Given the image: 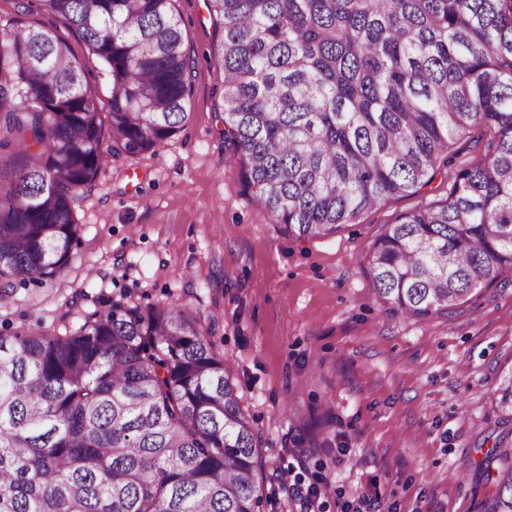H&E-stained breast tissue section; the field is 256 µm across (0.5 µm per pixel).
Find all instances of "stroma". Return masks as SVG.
<instances>
[{
    "instance_id": "stroma-1",
    "label": "stroma",
    "mask_w": 512,
    "mask_h": 512,
    "mask_svg": "<svg viewBox=\"0 0 512 512\" xmlns=\"http://www.w3.org/2000/svg\"><path fill=\"white\" fill-rule=\"evenodd\" d=\"M176 8L197 55L188 123L77 193L82 231L68 267L16 286L0 303V332L76 331L99 298L180 303L216 324L213 342L253 427L260 512H300L280 481L293 450L298 473L329 477L325 512H346L370 491L381 512H478L494 487L468 475L499 431L493 391L512 365V283L423 322L380 305L364 256L386 225L446 198L442 174L326 237L303 240L270 223L224 137L221 35L205 0ZM16 19L56 30L86 58L57 18L0 0V25Z\"/></svg>"
}]
</instances>
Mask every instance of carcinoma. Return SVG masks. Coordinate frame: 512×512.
<instances>
[{
  "label": "carcinoma",
  "instance_id": "cac0c4a2",
  "mask_svg": "<svg viewBox=\"0 0 512 512\" xmlns=\"http://www.w3.org/2000/svg\"><path fill=\"white\" fill-rule=\"evenodd\" d=\"M206 2L224 137L271 223L332 235L451 168L445 201L371 246L375 295L424 321L512 275V0ZM22 8L58 18L96 65L52 29L0 30V150L22 158L0 180L1 302L66 269L76 192L186 125L196 69L175 0ZM475 130L481 157L457 162ZM211 336L173 301L113 300L72 334H0V512H256L252 424ZM494 396L505 429L476 473L495 486L478 512H512V370Z\"/></svg>",
  "mask_w": 512,
  "mask_h": 512
}]
</instances>
